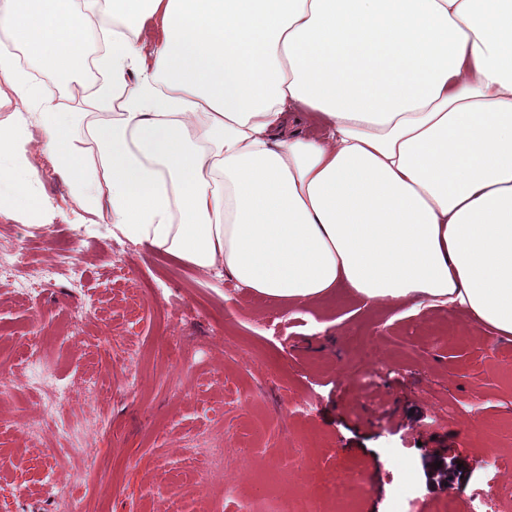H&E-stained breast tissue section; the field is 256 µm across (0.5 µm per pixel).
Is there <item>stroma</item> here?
<instances>
[{
	"label": "stroma",
	"mask_w": 512,
	"mask_h": 512,
	"mask_svg": "<svg viewBox=\"0 0 512 512\" xmlns=\"http://www.w3.org/2000/svg\"><path fill=\"white\" fill-rule=\"evenodd\" d=\"M94 77L57 82L56 103L88 121ZM59 211L48 225L0 219V512H53L58 436L30 442L43 395L21 355L42 341V377L61 420L80 419L94 448L77 512H276L281 498L336 512L330 492L356 487L348 512H395L410 489L420 512H475L498 471V512H512V338L465 311L330 299L315 310L257 300L231 280L113 234L68 202L41 163ZM24 254L23 266H14ZM59 272L37 291L29 276ZM84 307V341L65 334ZM99 381L93 406L76 390ZM214 432L222 464L199 480L195 440Z\"/></svg>",
	"instance_id": "stroma-1"
}]
</instances>
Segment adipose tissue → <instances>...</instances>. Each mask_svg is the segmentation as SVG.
<instances>
[{
	"instance_id": "adipose-tissue-1",
	"label": "adipose tissue",
	"mask_w": 512,
	"mask_h": 512,
	"mask_svg": "<svg viewBox=\"0 0 512 512\" xmlns=\"http://www.w3.org/2000/svg\"><path fill=\"white\" fill-rule=\"evenodd\" d=\"M33 2L0 0L44 71L0 52V216L48 212L36 152L113 232L263 302L437 304L512 337V0ZM107 31L97 96L123 109L89 126L50 85Z\"/></svg>"
}]
</instances>
